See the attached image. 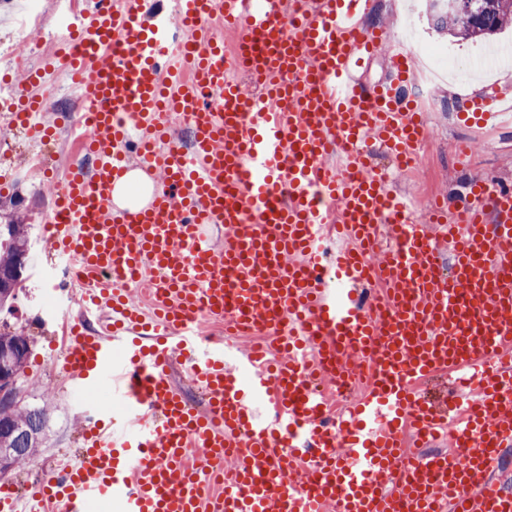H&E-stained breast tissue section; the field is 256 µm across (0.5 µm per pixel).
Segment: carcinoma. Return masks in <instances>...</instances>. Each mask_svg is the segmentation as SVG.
Segmentation results:
<instances>
[{
  "label": "carcinoma",
  "mask_w": 512,
  "mask_h": 512,
  "mask_svg": "<svg viewBox=\"0 0 512 512\" xmlns=\"http://www.w3.org/2000/svg\"><path fill=\"white\" fill-rule=\"evenodd\" d=\"M492 16L493 29L482 32L467 26L459 17L448 14V10H434L436 27L446 30L454 36L463 38H482L494 36L500 30L512 24V0H486ZM30 238L27 224L17 216L6 224H0V270L9 269L18 256L27 255ZM29 337L24 330L0 332V350L9 349L29 352ZM50 415L47 404L38 407L29 405L3 404L0 402V422L10 426L4 447L12 449V454L23 464L35 463L36 454L42 442L43 434Z\"/></svg>",
  "instance_id": "cac0c4a2"
}]
</instances>
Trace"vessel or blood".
Listing matches in <instances>:
<instances>
[{"mask_svg": "<svg viewBox=\"0 0 512 512\" xmlns=\"http://www.w3.org/2000/svg\"><path fill=\"white\" fill-rule=\"evenodd\" d=\"M367 10L180 0L166 18L156 0H92L58 31L53 65L85 101L71 127L98 157L46 217L97 315L95 332L72 329L63 372L72 389L108 387L123 412H84L74 460L37 484L47 512L99 501L114 512H512L495 477L512 445V185L474 179L459 205L439 197L432 223L413 220L370 148L407 166L426 115L408 92L410 49L394 47L389 83L361 81L386 41ZM7 95L26 99L8 124L46 132L42 85ZM167 107L191 127L192 157L166 133ZM505 116L488 98L464 120L484 129ZM147 145L164 188L144 209H116L113 188ZM334 151L343 167L327 165ZM116 274L146 281L153 315L113 287ZM201 316L265 340L229 372L223 343L199 340ZM175 359L206 411L170 382ZM439 373L454 386L435 403L417 385ZM326 378L369 382L329 428ZM447 437L455 452L434 450Z\"/></svg>", "mask_w": 512, "mask_h": 512, "instance_id": "1", "label": "vessel or blood"}]
</instances>
